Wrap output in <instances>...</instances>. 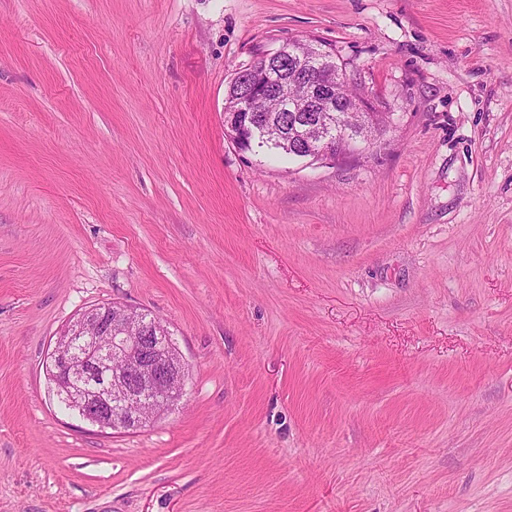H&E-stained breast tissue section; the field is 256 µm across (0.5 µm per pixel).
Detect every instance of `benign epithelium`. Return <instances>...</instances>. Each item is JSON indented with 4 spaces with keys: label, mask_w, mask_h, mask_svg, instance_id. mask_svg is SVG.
<instances>
[{
    "label": "benign epithelium",
    "mask_w": 512,
    "mask_h": 512,
    "mask_svg": "<svg viewBox=\"0 0 512 512\" xmlns=\"http://www.w3.org/2000/svg\"><path fill=\"white\" fill-rule=\"evenodd\" d=\"M324 53L321 46L307 41L289 42L235 72L231 96L224 105V128L238 147L249 150L266 140L264 103L273 95H282L290 79L305 84L307 111L328 112L330 119L312 133L307 126L296 127L279 145L313 163L343 161L373 144L372 128L355 133L342 125L344 108L337 85L348 83V78L338 70L336 83L322 79L327 66L319 55ZM290 58L297 63L291 72L285 67ZM50 366L56 394L68 391V405L83 421L114 431L151 426L157 416H146L142 405L162 392L168 406H173L188 376L169 330L158 320L116 302L86 310L63 330L50 353Z\"/></svg>",
    "instance_id": "obj_1"
}]
</instances>
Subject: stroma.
Segmentation results:
<instances>
[{
  "instance_id": "stroma-1",
  "label": "stroma",
  "mask_w": 512,
  "mask_h": 512,
  "mask_svg": "<svg viewBox=\"0 0 512 512\" xmlns=\"http://www.w3.org/2000/svg\"><path fill=\"white\" fill-rule=\"evenodd\" d=\"M289 40L380 144L237 148ZM113 301L189 368L138 431L46 375ZM0 512H512V0H0Z\"/></svg>"
}]
</instances>
